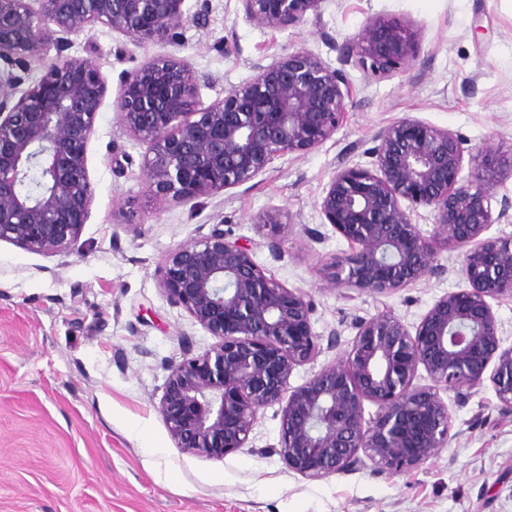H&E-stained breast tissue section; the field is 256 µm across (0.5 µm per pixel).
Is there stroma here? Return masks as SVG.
Returning <instances> with one entry per match:
<instances>
[{
	"mask_svg": "<svg viewBox=\"0 0 512 512\" xmlns=\"http://www.w3.org/2000/svg\"><path fill=\"white\" fill-rule=\"evenodd\" d=\"M176 45H133L97 26L74 35L72 54L94 60L109 92L87 145L95 194L80 253L59 261L0 242V512H512V411L492 385L450 405V440L424 464L395 475L365 468L310 480L272 452L282 406L261 410L247 447L217 460L182 452L158 411L172 362L215 339L162 294L157 270L215 225L250 241L255 261L314 301L312 329L339 345L289 378L296 387L350 346L354 322L389 307L416 326L441 296L466 288L459 249L439 246L442 277L382 298L319 281L321 260L349 243L325 224L317 202L334 170L366 164L380 128L407 115L512 153V0H324L319 15L283 31L246 21L240 0H185ZM412 21L419 51L402 75L345 66L353 86L340 129L318 149L276 159L254 180L197 208L156 199L143 160L149 145L121 124L116 100L126 73L174 55L187 61L206 106L246 82L258 59L304 47L332 67L365 21ZM484 35L474 36V22ZM265 212L274 224L259 223ZM321 232L310 243L307 230ZM279 241L282 259L266 244Z\"/></svg>",
	"mask_w": 512,
	"mask_h": 512,
	"instance_id": "obj_1",
	"label": "stroma"
}]
</instances>
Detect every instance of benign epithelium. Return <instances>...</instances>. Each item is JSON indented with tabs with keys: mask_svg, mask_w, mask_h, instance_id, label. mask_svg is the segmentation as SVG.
Wrapping results in <instances>:
<instances>
[{
	"mask_svg": "<svg viewBox=\"0 0 512 512\" xmlns=\"http://www.w3.org/2000/svg\"><path fill=\"white\" fill-rule=\"evenodd\" d=\"M185 0H0V241L48 257L81 250L94 187L86 147L108 84L93 60L72 55L71 36L98 25L134 45L176 44L190 21ZM245 19L271 30L296 28L324 0H240ZM418 28L370 17L340 47L333 68L306 48L252 63V77L197 108L187 63L167 56L126 74L116 106L134 137L149 144L150 191L197 206L243 185L275 159L319 148L341 126L352 62L374 76L407 72ZM40 63L29 84L14 69ZM367 166L334 171L317 207L355 247L323 260L316 275L347 291L385 297L426 276L440 277L438 245L463 247L469 287L440 297L414 327L384 308L360 319L341 357L296 387L293 371L322 353L311 326L314 304L300 288L266 275L252 247L220 225L171 252L158 284L217 339L169 368L158 411L176 447L222 459L245 447L260 410L285 403L278 445L293 472L320 479L369 467L394 475L447 447L450 418L440 393L464 400L493 385L512 409V347L504 348L489 300L512 296V236L487 237L512 223V199L496 183L512 177V157L488 142L472 154L448 128L405 116L380 129ZM481 157L469 179L465 158ZM44 188H21L33 170ZM433 217L426 235L418 208ZM424 368L428 385L415 383ZM376 406L364 419V402Z\"/></svg>",
	"mask_w": 512,
	"mask_h": 512,
	"instance_id": "benign-epithelium-1",
	"label": "benign epithelium"
}]
</instances>
